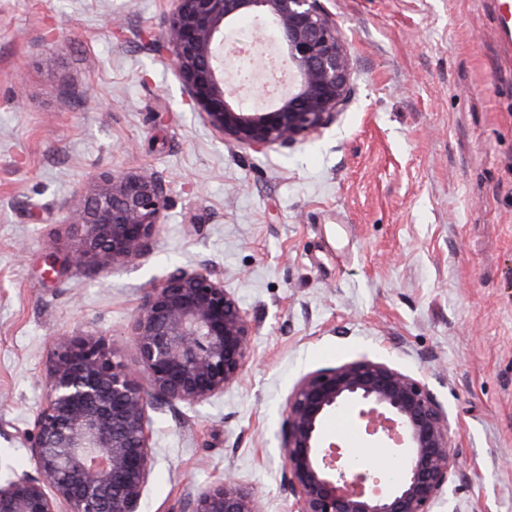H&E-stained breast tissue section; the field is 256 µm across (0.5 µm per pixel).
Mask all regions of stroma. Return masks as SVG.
Listing matches in <instances>:
<instances>
[{"label":"stroma","mask_w":512,"mask_h":512,"mask_svg":"<svg viewBox=\"0 0 512 512\" xmlns=\"http://www.w3.org/2000/svg\"><path fill=\"white\" fill-rule=\"evenodd\" d=\"M352 59L335 123L292 147L225 142L154 42L169 0H0V479L54 338L135 365L144 288L206 267L248 314L240 384L150 411L141 512H184L232 473L291 512L284 408L299 380L363 358L423 377L460 448L435 512H512V33L494 0H322ZM169 186L148 251L112 274L48 273L92 183Z\"/></svg>","instance_id":"1"}]
</instances>
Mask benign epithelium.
<instances>
[{
	"instance_id": "benign-epithelium-1",
	"label": "benign epithelium",
	"mask_w": 512,
	"mask_h": 512,
	"mask_svg": "<svg viewBox=\"0 0 512 512\" xmlns=\"http://www.w3.org/2000/svg\"><path fill=\"white\" fill-rule=\"evenodd\" d=\"M243 17L271 27L289 81L249 107L230 84L239 58L228 31ZM164 47L193 106L222 139L254 152L325 129L347 101L351 57L321 0H173ZM161 178L124 172L96 181L65 220L74 244L52 270L105 272L140 257L158 233ZM131 336L138 369L96 336L54 340L44 404L28 433L36 474L0 484V512H140L154 461L149 409L203 403L241 382L252 327L224 279L179 268L143 289ZM149 388H144L142 381ZM346 404L392 451L399 476L357 463L323 432ZM283 468L294 512H432L456 473L448 415L426 382L360 360L305 375L284 410ZM187 512H263L230 477L199 490Z\"/></svg>"
}]
</instances>
